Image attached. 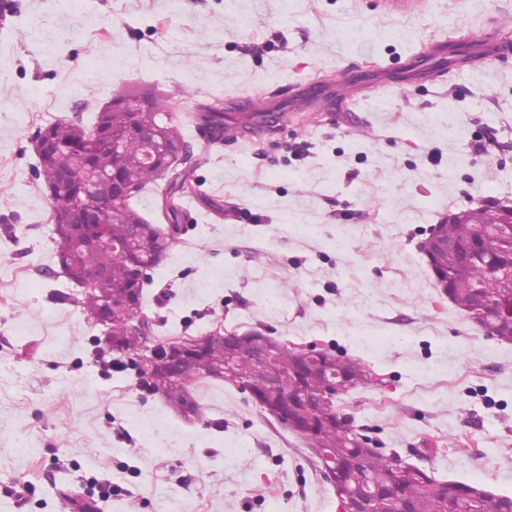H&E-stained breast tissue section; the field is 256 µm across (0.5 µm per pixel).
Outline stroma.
<instances>
[{
    "instance_id": "1",
    "label": "stroma",
    "mask_w": 512,
    "mask_h": 512,
    "mask_svg": "<svg viewBox=\"0 0 512 512\" xmlns=\"http://www.w3.org/2000/svg\"><path fill=\"white\" fill-rule=\"evenodd\" d=\"M512 0H0V512H337L304 438L204 381L184 420L104 352L56 263L34 140L125 90L254 95L315 71L349 83L318 119L228 112L187 133L197 192L144 283L151 337L263 332L365 363L336 401L371 447L512 496V345L442 298L421 243L452 211L512 199V57L370 87L365 64L437 34L494 36Z\"/></svg>"
}]
</instances>
